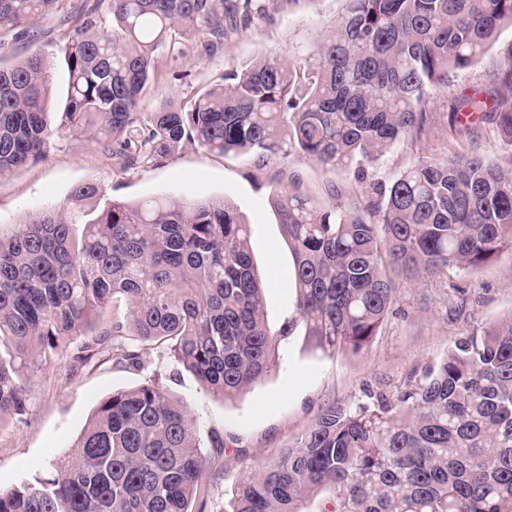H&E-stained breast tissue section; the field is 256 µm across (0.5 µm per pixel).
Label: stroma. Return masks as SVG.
Instances as JSON below:
<instances>
[{
  "mask_svg": "<svg viewBox=\"0 0 512 512\" xmlns=\"http://www.w3.org/2000/svg\"><path fill=\"white\" fill-rule=\"evenodd\" d=\"M83 5L84 0H66L64 15L38 21L28 35L6 38L0 43V63L14 64L42 51L52 98L60 100L68 82L60 50ZM342 7V0H276L266 16L238 31L213 56L192 49L175 63L157 56L146 99L153 104L182 100L187 88L218 82L264 54L294 62L308 45L328 35ZM511 50L512 27L506 26L476 64L454 77L450 93L434 96L440 114L423 138L390 145L365 174L355 165L332 171L295 154L273 155L260 163L234 153H207L193 144L160 164L123 171L91 138L53 135L43 157L0 175V228L9 229L38 209L68 207L73 189L88 181L131 203L157 197L225 199L251 228L250 253L266 282V317L270 325L280 326L295 310L294 261L271 203L273 192L295 187L322 206L350 208L364 204L369 182L391 183L421 157L442 158L462 149L491 158L503 154L495 124L476 119L454 131L446 111L456 97L495 93L497 72ZM511 311L508 252L472 273L450 270L412 285L401 282L391 313L359 353L316 354L306 348L302 332H295L282 344L279 366L229 400L213 397L174 361L167 343H143L130 334L117 337L116 346L136 352L138 363L132 366L108 352L77 360L79 348L93 343L94 336L76 337L61 362L23 371L25 412L0 418V488L45 473L73 452L102 400L154 378L188 405L205 433L223 439L220 450L204 441L203 453L213 460L204 512H224L245 469L277 458L314 425L322 409L372 404L381 396L396 400L423 383L428 367L456 340Z\"/></svg>",
  "mask_w": 512,
  "mask_h": 512,
  "instance_id": "obj_1",
  "label": "stroma"
}]
</instances>
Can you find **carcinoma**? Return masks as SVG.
I'll list each match as a JSON object with an SVG mask.
<instances>
[{
  "label": "carcinoma",
  "instance_id": "cac0c4a2",
  "mask_svg": "<svg viewBox=\"0 0 512 512\" xmlns=\"http://www.w3.org/2000/svg\"><path fill=\"white\" fill-rule=\"evenodd\" d=\"M330 34L299 62L261 56L186 103L151 107L155 58L210 55L265 15L260 0H89L62 62L61 122L49 121L41 51L0 66V174L44 154L62 131L93 130L123 171L184 142L263 159L288 148L323 166L373 164L420 140L432 98L512 26V0H342ZM64 0H0V37L54 17ZM504 91L454 101L512 147V51ZM76 221L37 211L0 233V418L24 411L21 372L61 360L87 330L104 349L129 331L167 341L216 396L232 398L280 363L277 338L305 327L310 351L357 352L396 302L394 278L473 272L512 251V151L423 157L362 209L273 199L294 255L296 317L277 331L249 251L250 227L222 198L127 203L76 186ZM83 225L75 233L73 224ZM127 310L121 311L120 306ZM112 315H106L107 310ZM188 406L155 381L112 393L46 478L0 488V512H202L207 461ZM322 488L334 512H512V312L459 339L425 382L370 406L332 405L266 465L240 478L224 512H301Z\"/></svg>",
  "mask_w": 512,
  "mask_h": 512
}]
</instances>
